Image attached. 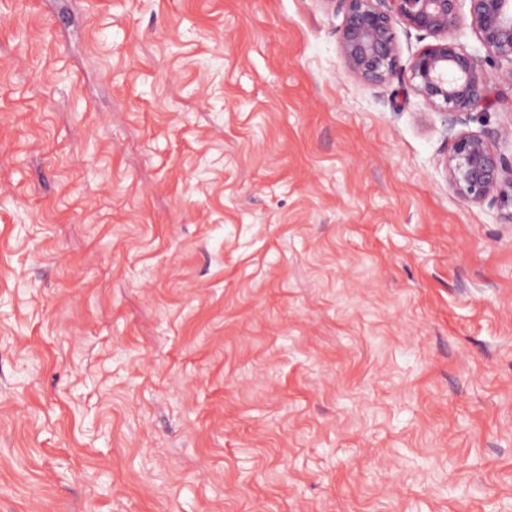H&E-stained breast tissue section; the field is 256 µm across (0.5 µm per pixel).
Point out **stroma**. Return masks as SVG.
Here are the masks:
<instances>
[{
    "mask_svg": "<svg viewBox=\"0 0 512 512\" xmlns=\"http://www.w3.org/2000/svg\"><path fill=\"white\" fill-rule=\"evenodd\" d=\"M341 22L0 0V512H512V222Z\"/></svg>",
    "mask_w": 512,
    "mask_h": 512,
    "instance_id": "35a3bbf8",
    "label": "stroma"
}]
</instances>
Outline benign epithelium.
Here are the masks:
<instances>
[{
    "label": "benign epithelium",
    "instance_id": "1",
    "mask_svg": "<svg viewBox=\"0 0 512 512\" xmlns=\"http://www.w3.org/2000/svg\"><path fill=\"white\" fill-rule=\"evenodd\" d=\"M343 15L337 44L349 72L380 87L407 79L413 92L444 117L448 186L464 202L508 209L512 220V156L497 147L502 133L467 129L470 115L497 103L488 65L512 81V0H335ZM433 38L402 63L396 25ZM469 24L470 48L456 32Z\"/></svg>",
    "mask_w": 512,
    "mask_h": 512
}]
</instances>
